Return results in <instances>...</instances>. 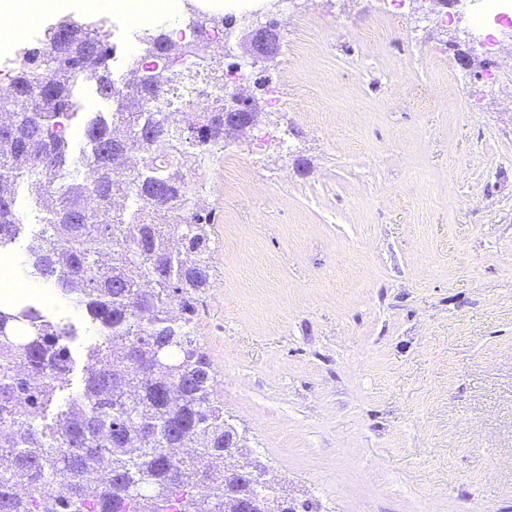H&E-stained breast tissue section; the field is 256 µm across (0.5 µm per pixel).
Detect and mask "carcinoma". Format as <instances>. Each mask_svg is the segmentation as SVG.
I'll return each instance as SVG.
<instances>
[{"instance_id":"cac0c4a2","label":"carcinoma","mask_w":512,"mask_h":512,"mask_svg":"<svg viewBox=\"0 0 512 512\" xmlns=\"http://www.w3.org/2000/svg\"><path fill=\"white\" fill-rule=\"evenodd\" d=\"M51 36L56 61L28 51L11 77L17 105L37 124L0 135V247L22 223L24 186L43 211L28 246L32 274L83 305L96 339L80 391L38 430L33 420L68 382L74 332L36 307L0 309V455L9 459L0 512H291L250 482L224 481L230 420L187 330L209 282L210 235L174 155L224 142V127L205 112L188 134L174 131L139 91L136 68L117 90L103 26L65 23ZM147 43L148 58L179 50L163 33ZM80 82L108 104L116 94L124 101L86 123L75 155L64 121ZM129 146L144 168L125 169ZM21 481L41 494L21 495Z\"/></svg>"}]
</instances>
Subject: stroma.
<instances>
[{
  "instance_id": "35a3bbf8",
  "label": "stroma",
  "mask_w": 512,
  "mask_h": 512,
  "mask_svg": "<svg viewBox=\"0 0 512 512\" xmlns=\"http://www.w3.org/2000/svg\"><path fill=\"white\" fill-rule=\"evenodd\" d=\"M87 0L0 28V86ZM431 0H293L253 128L183 168L210 232L188 325L224 414L312 512H512V72ZM279 90L266 107L268 87ZM71 323L66 401L92 340Z\"/></svg>"
}]
</instances>
